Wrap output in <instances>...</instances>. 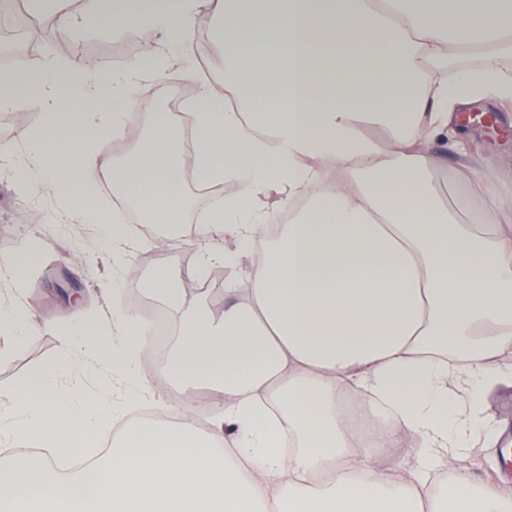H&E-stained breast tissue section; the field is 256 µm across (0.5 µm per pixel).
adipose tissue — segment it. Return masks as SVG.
<instances>
[{
  "label": "adipose tissue",
  "mask_w": 512,
  "mask_h": 512,
  "mask_svg": "<svg viewBox=\"0 0 512 512\" xmlns=\"http://www.w3.org/2000/svg\"><path fill=\"white\" fill-rule=\"evenodd\" d=\"M31 4L53 11L62 38L111 10L143 49L106 79L94 61L61 55L1 76L0 111L42 115L22 142L0 144L8 179L89 225L117 275L131 254L127 225L111 197L80 209L77 196L111 184L142 223L175 233L192 170L224 189L189 241L193 272L221 264L240 277L218 318L182 308L170 275L147 280L152 298L179 310L156 381L141 363L151 342L137 312L113 308L108 335L87 319L57 329L63 359L17 381L0 441L87 448L106 423L121 430L107 461L73 472L1 456L0 512H512L511 489L469 488L461 467L491 437L487 389L512 374L499 362L512 351V194L467 167L455 177L477 214L446 205L426 150L459 112L512 98V67L499 63L512 54V0H83L78 17L67 0ZM205 10L225 46L220 83L190 63L204 51ZM478 48L481 64L453 67L458 51ZM175 69L199 85L181 117L195 135L188 158L168 114L143 111L135 94ZM104 94L111 107L91 108ZM133 113L149 135L132 157L101 163L100 136ZM370 122L387 135L365 132ZM218 236L230 247L212 248ZM76 354L111 373V404L83 405L66 384ZM158 382L205 388L210 428L174 400L169 425L130 421ZM344 388L384 420L378 446L419 439L414 465H370L346 432Z\"/></svg>",
  "instance_id": "obj_1"
}]
</instances>
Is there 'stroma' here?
<instances>
[{"label": "stroma", "mask_w": 512, "mask_h": 512, "mask_svg": "<svg viewBox=\"0 0 512 512\" xmlns=\"http://www.w3.org/2000/svg\"><path fill=\"white\" fill-rule=\"evenodd\" d=\"M459 135L461 144L437 141L431 146L432 154L442 161L441 169L432 175L442 200L458 205L462 191L453 174L464 166L474 167L482 177L511 193L512 136L502 137L475 121L465 125ZM50 215L49 196L18 192L10 181L0 179V249L33 243L40 253L38 265L27 276L23 297L14 295L11 275L0 271V306L25 303L34 326L30 337L19 345L0 337V402L7 401L19 378L58 357L54 327L81 317L111 322L113 306L133 308L134 292L156 270L176 279L184 306H203L214 315L222 314L224 285L235 279V272L215 265L205 278L190 276L198 260L196 251L178 239L159 246L158 239L164 234L161 225L131 224L135 252L122 271V290L112 292L103 287L112 276V261L90 227L65 226L51 220ZM68 379L81 383L88 403L112 398L111 375L90 373L82 359H71ZM484 404L488 418L498 426L499 438L481 453L477 464L469 466L468 474L472 481L487 484L506 467L503 449L512 448V380L489 390Z\"/></svg>", "instance_id": "stroma-1"}]
</instances>
